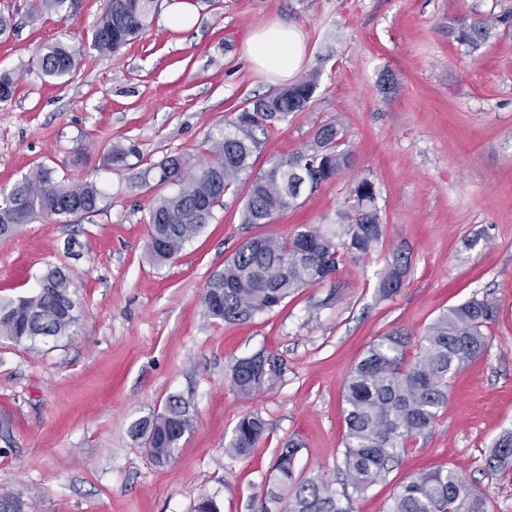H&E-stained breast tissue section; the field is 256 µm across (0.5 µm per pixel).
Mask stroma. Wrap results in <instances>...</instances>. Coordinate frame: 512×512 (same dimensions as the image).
Returning a JSON list of instances; mask_svg holds the SVG:
<instances>
[{
	"label": "stroma",
	"mask_w": 512,
	"mask_h": 512,
	"mask_svg": "<svg viewBox=\"0 0 512 512\" xmlns=\"http://www.w3.org/2000/svg\"><path fill=\"white\" fill-rule=\"evenodd\" d=\"M172 2L159 0L144 34L103 57L91 42L105 0H72L35 20L31 0H0L14 19L0 37V72L16 80L0 104V190L44 164L106 194L98 212L0 238V298L28 295L57 267L78 315L66 336L32 346L0 338V412L12 419L0 437V494L36 512H193L204 496L222 512H261L291 441L298 477L340 488L351 370L379 336L420 337L477 296L501 308L485 330L487 351L449 377L432 433L408 440L381 481L353 494V512H384L398 484L437 468L461 469L487 512H512V474L485 465L512 430V32L495 27L475 48L448 32L467 16L499 14V0H181L194 18L188 29L167 22ZM272 22L301 33L296 75L317 73L314 101L267 128L237 192L174 259L156 264L147 251L158 179L150 168L201 153L246 102L284 88L244 54ZM58 39L82 48L62 85L33 62ZM325 124L342 130L348 166L273 223H242L252 177L270 158L305 150ZM116 142L138 149L121 166L104 160ZM364 178L385 225L371 254L345 255L332 281L250 320L207 315L205 284L243 241L336 223ZM397 250L408 258L403 285L384 298L379 282ZM260 351L278 354L283 371L241 397L231 368ZM172 395L188 403L193 428L160 466L131 427ZM250 412L264 418L265 435L247 458L228 457L224 446Z\"/></svg>",
	"instance_id": "35a3bbf8"
}]
</instances>
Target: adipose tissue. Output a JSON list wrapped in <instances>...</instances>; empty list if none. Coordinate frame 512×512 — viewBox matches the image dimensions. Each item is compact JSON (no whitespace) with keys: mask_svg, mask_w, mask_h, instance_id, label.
Masks as SVG:
<instances>
[{"mask_svg":"<svg viewBox=\"0 0 512 512\" xmlns=\"http://www.w3.org/2000/svg\"><path fill=\"white\" fill-rule=\"evenodd\" d=\"M303 51L299 32L281 23L259 29L246 48L252 64L267 74L282 78L297 70Z\"/></svg>","mask_w":512,"mask_h":512,"instance_id":"obj_1","label":"adipose tissue"}]
</instances>
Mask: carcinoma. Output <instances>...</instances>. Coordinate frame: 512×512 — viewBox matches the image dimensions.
I'll list each match as a JSON object with an SVG mask.
<instances>
[{"mask_svg":"<svg viewBox=\"0 0 512 512\" xmlns=\"http://www.w3.org/2000/svg\"><path fill=\"white\" fill-rule=\"evenodd\" d=\"M67 0H33L31 18L59 12ZM492 17L474 16L455 30L457 41L481 43L493 27L512 26V0ZM157 0H105L92 32V47L102 55L118 52L148 28ZM70 43L57 40L40 49L37 66L58 82L73 75ZM317 73L265 97L253 100L228 123L229 131L208 136L209 146L194 158L163 159L157 185H174L173 193L158 194L149 207L148 253L164 263L176 257L213 218L224 195L237 187L239 176L250 168V159L262 142L256 131L295 112L309 109L317 90ZM14 77L0 73V103L12 100ZM342 134L333 125L319 127L313 143L291 156L271 159L269 168L250 182L242 210L244 224H271L274 218L297 205L304 183L314 189L335 177L349 162ZM135 153L132 146L116 143L106 153L108 164L124 163ZM105 195L96 182H70L54 177V170L40 165L6 193H0V237L13 235L36 219L66 215L77 217L99 208ZM338 229L327 224L308 226L290 237L259 235L241 245L213 273L204 287L202 305L207 313L225 322L245 321L269 312L296 291L320 284L336 273L345 254L367 255L379 244L384 231L373 183L367 179L350 188L338 212ZM408 258L394 253L380 281L384 297L403 285ZM499 307L491 300L473 297L440 315L419 339V352L406 358L408 334L390 332L374 342L355 365L344 385V421L347 427L344 478L355 493L375 484L404 451L412 437L431 433L439 409L447 403L448 376L482 354L488 340L484 329L496 322ZM77 322L69 280L50 269L34 291L18 299H0V338L16 344H33L44 336H63ZM283 370V360L273 353H257L238 360L231 369L235 390L243 396L260 392ZM189 405L179 396L167 398L161 411L132 425V432L146 437L152 460L167 462L191 431ZM266 423L257 413L244 415L224 448L232 457H246L258 447ZM297 448L281 449L276 462L277 483L292 494L280 512H352L351 497L336 495L320 477L298 479ZM492 471L512 468V431L495 442L486 457ZM27 502L9 493L0 494V512H28ZM486 496L473 488L465 475L453 468L434 469L411 476L397 486L386 512H487Z\"/></svg>","mask_w":512,"mask_h":512,"instance_id":"carcinoma-1","label":"carcinoma"}]
</instances>
